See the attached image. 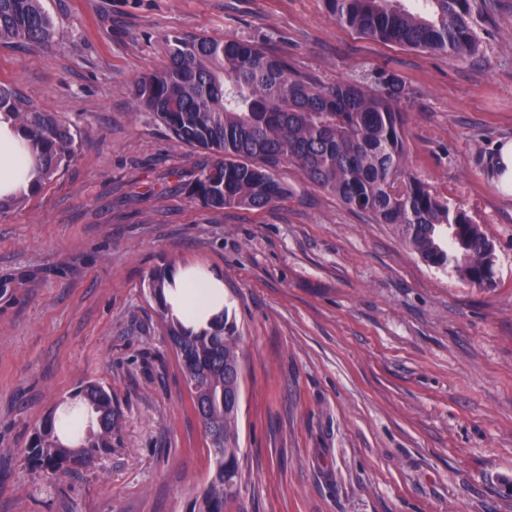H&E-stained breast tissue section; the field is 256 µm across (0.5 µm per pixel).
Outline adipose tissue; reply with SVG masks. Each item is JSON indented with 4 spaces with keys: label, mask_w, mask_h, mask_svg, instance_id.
Returning a JSON list of instances; mask_svg holds the SVG:
<instances>
[{
    "label": "adipose tissue",
    "mask_w": 512,
    "mask_h": 512,
    "mask_svg": "<svg viewBox=\"0 0 512 512\" xmlns=\"http://www.w3.org/2000/svg\"><path fill=\"white\" fill-rule=\"evenodd\" d=\"M37 178L36 152L19 126L0 114V199L29 192ZM165 300L186 327L198 330L224 312V282L212 271L180 267L167 279Z\"/></svg>",
    "instance_id": "adipose-tissue-1"
}]
</instances>
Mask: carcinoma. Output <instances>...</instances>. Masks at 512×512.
<instances>
[{
	"mask_svg": "<svg viewBox=\"0 0 512 512\" xmlns=\"http://www.w3.org/2000/svg\"><path fill=\"white\" fill-rule=\"evenodd\" d=\"M326 5L340 24L366 37L458 57L476 48L470 0H422L417 10L401 0ZM54 34L40 0H0V43L40 47ZM165 45L163 66L137 78L130 97L135 110L151 113L177 143L210 154L185 187L190 198L213 210L284 204L293 192L279 170L290 165L347 207L394 226L428 265L473 285L494 274L490 240L406 165L407 93L396 74H378L374 88L322 85L251 42L177 34L165 36ZM2 112L20 124L36 151L41 176L30 189L35 193L74 156V134L66 122L0 83ZM394 176L403 184L399 193L389 191ZM166 280V272L157 270L148 288L202 424L211 465L208 484L190 494L185 512H226L240 498L243 481L237 428L241 334L227 309L208 328L187 329L165 302ZM70 399L75 404L47 416L25 448L28 465L52 478L94 464L111 447L119 418L112 389L97 381L81 384ZM86 419L88 431L65 442L63 434Z\"/></svg>",
	"mask_w": 512,
	"mask_h": 512,
	"instance_id": "1",
	"label": "carcinoma"
}]
</instances>
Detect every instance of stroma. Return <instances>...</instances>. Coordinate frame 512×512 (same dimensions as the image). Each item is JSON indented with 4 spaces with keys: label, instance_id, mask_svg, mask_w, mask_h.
<instances>
[{
    "label": "stroma",
    "instance_id": "1",
    "mask_svg": "<svg viewBox=\"0 0 512 512\" xmlns=\"http://www.w3.org/2000/svg\"><path fill=\"white\" fill-rule=\"evenodd\" d=\"M45 47L0 45V82L70 124L76 155L0 213V512H185L206 443L147 283L222 273L242 336L244 512H512V0H471L474 54L341 25L325 0H41ZM174 33L270 47L319 83L406 84L407 165L495 245L481 288L291 167L286 204L209 210L181 191L205 154L129 87ZM120 417L97 465L53 480L25 447L84 381ZM498 168V186L505 194H512V140L505 141L499 147L494 160Z\"/></svg>",
    "mask_w": 512,
    "mask_h": 512
}]
</instances>
